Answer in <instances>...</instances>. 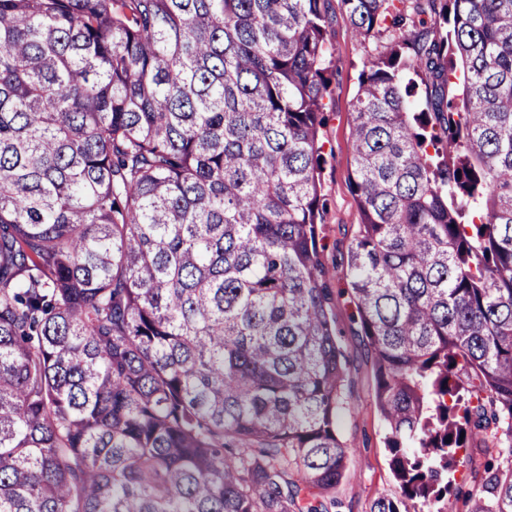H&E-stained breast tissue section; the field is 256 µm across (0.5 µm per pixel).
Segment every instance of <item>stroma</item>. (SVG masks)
<instances>
[{
	"label": "stroma",
	"instance_id": "stroma-1",
	"mask_svg": "<svg viewBox=\"0 0 512 512\" xmlns=\"http://www.w3.org/2000/svg\"><path fill=\"white\" fill-rule=\"evenodd\" d=\"M331 23L335 77L332 92L326 97L322 129L323 194L326 211L322 221L325 249V280L331 291V308L342 344L349 355V373L343 389L344 409L338 421V434L350 448V464L334 493L335 501L327 512H369L378 496H393L399 487L389 468L384 440L386 429L376 407L370 401L374 386L371 353L366 340L358 334L353 319L348 276L343 254L360 221L351 193V155L349 128L353 120L352 103L359 75L367 56L382 51L386 38L366 41L355 39L339 0H325Z\"/></svg>",
	"mask_w": 512,
	"mask_h": 512
}]
</instances>
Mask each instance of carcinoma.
<instances>
[{
    "instance_id": "1",
    "label": "carcinoma",
    "mask_w": 512,
    "mask_h": 512,
    "mask_svg": "<svg viewBox=\"0 0 512 512\" xmlns=\"http://www.w3.org/2000/svg\"><path fill=\"white\" fill-rule=\"evenodd\" d=\"M386 35L345 256L399 496L512 512V0H340ZM324 0H0V512H320ZM425 107L414 105L418 89ZM486 448L482 443H474L472 447L467 448L466 452L461 453V462L459 463L455 477V486L460 490L457 499L454 496H448V512H465L463 507V498L465 493L472 489L470 472L482 469L483 464L488 459Z\"/></svg>"
}]
</instances>
